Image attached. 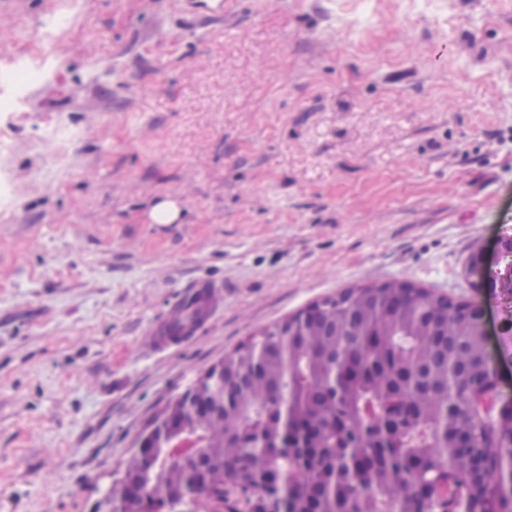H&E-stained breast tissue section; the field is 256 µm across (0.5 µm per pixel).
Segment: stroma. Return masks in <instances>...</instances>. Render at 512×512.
<instances>
[{"label": "stroma", "instance_id": "1", "mask_svg": "<svg viewBox=\"0 0 512 512\" xmlns=\"http://www.w3.org/2000/svg\"><path fill=\"white\" fill-rule=\"evenodd\" d=\"M508 232L512 0H0V512H93L201 372L351 286L481 304L512 397L466 272ZM201 279L223 308L155 350ZM189 11L195 14L202 21L224 16L223 0H186Z\"/></svg>", "mask_w": 512, "mask_h": 512}]
</instances>
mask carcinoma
<instances>
[{"label": "carcinoma", "instance_id": "cac0c4a2", "mask_svg": "<svg viewBox=\"0 0 512 512\" xmlns=\"http://www.w3.org/2000/svg\"><path fill=\"white\" fill-rule=\"evenodd\" d=\"M389 292L348 288L323 301L321 319L297 313L242 344L224 358V388L207 389L218 420L199 419L180 403L201 446L145 477L132 457L128 476L169 499L170 512L187 493L208 512H253L271 469L291 484L289 512H463L465 498L476 496L453 475L476 455L512 463V434L487 436L474 417L483 328L451 314L426 320L435 296L423 288L396 305ZM369 337L377 344L365 351L367 370L350 388L336 387L345 351ZM406 400L411 417L397 412ZM366 414L373 421L359 425ZM290 418L299 438L281 448ZM462 439L470 447H456ZM428 479L436 492L421 501L414 487ZM105 496L112 512H130L124 483Z\"/></svg>", "mask_w": 512, "mask_h": 512}]
</instances>
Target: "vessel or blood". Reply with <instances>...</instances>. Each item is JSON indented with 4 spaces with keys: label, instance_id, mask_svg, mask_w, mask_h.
<instances>
[{
    "label": "vessel or blood",
    "instance_id": "vessel-or-blood-1",
    "mask_svg": "<svg viewBox=\"0 0 512 512\" xmlns=\"http://www.w3.org/2000/svg\"><path fill=\"white\" fill-rule=\"evenodd\" d=\"M190 12L207 21L224 15V0H186ZM224 302L221 286L199 281L166 313L154 321L148 340L156 349L166 350L191 342L210 322L214 312Z\"/></svg>",
    "mask_w": 512,
    "mask_h": 512
}]
</instances>
